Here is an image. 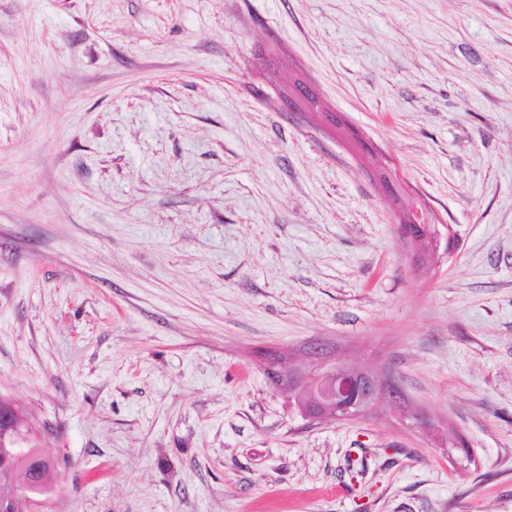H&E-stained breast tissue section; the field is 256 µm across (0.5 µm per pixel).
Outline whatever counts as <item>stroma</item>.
I'll list each match as a JSON object with an SVG mask.
<instances>
[{
	"label": "stroma",
	"mask_w": 512,
	"mask_h": 512,
	"mask_svg": "<svg viewBox=\"0 0 512 512\" xmlns=\"http://www.w3.org/2000/svg\"><path fill=\"white\" fill-rule=\"evenodd\" d=\"M0 396L52 512H512V0H0ZM313 364L308 371L288 368L283 362L282 381L290 380L304 385L309 391L308 400L301 406L304 418L350 419L359 413L358 407L365 403L373 407L381 399L397 402L401 394L377 380L366 371L354 370L345 358L323 354V350L313 346Z\"/></svg>",
	"instance_id": "35a3bbf8"
}]
</instances>
